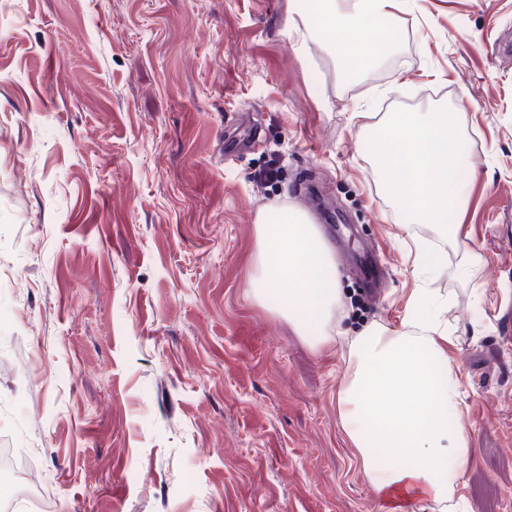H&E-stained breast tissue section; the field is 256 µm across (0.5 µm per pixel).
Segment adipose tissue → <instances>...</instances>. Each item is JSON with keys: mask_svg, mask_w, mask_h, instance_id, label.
Here are the masks:
<instances>
[{"mask_svg": "<svg viewBox=\"0 0 512 512\" xmlns=\"http://www.w3.org/2000/svg\"><path fill=\"white\" fill-rule=\"evenodd\" d=\"M403 0H312L295 31L302 42L329 41L333 58L349 73L371 68L379 51L359 52L372 23H383L386 44L397 39L387 19ZM465 113L395 112L381 127L376 167L389 198L406 220L430 225L441 239L464 243L451 222L463 191L455 181L466 144ZM247 293L272 304L313 347L340 327L341 290L336 256L319 225L290 205L262 208ZM422 287L416 288L399 328L375 324L354 336L344 357L338 412L343 433L378 500L379 512H406L414 502L447 504L471 460L470 432L461 421L456 370L448 364L445 304L426 282L436 273L429 242L411 238Z\"/></svg>", "mask_w": 512, "mask_h": 512, "instance_id": "1", "label": "adipose tissue"}]
</instances>
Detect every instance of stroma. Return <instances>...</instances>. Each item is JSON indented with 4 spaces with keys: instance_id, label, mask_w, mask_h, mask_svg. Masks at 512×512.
<instances>
[{
    "instance_id": "1",
    "label": "stroma",
    "mask_w": 512,
    "mask_h": 512,
    "mask_svg": "<svg viewBox=\"0 0 512 512\" xmlns=\"http://www.w3.org/2000/svg\"><path fill=\"white\" fill-rule=\"evenodd\" d=\"M305 2L0 0V447L43 486L13 512H378L342 356L398 325L409 235L436 239L372 134L462 92L467 247L429 254L475 450L456 495L512 512V0H410L352 80L302 46ZM300 198L342 288L318 350L246 295L259 209Z\"/></svg>"
}]
</instances>
